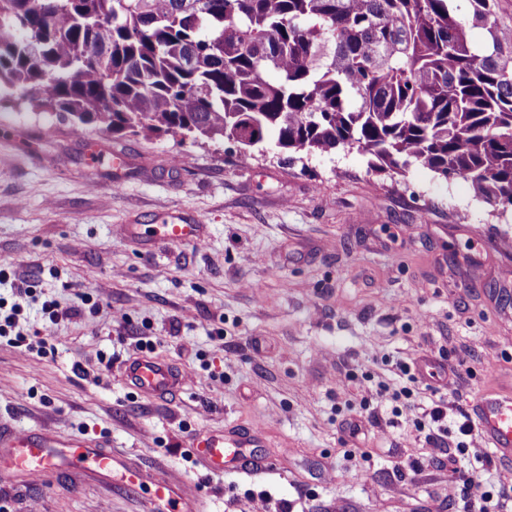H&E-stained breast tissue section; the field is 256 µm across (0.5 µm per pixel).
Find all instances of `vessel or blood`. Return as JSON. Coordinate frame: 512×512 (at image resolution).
I'll use <instances>...</instances> for the list:
<instances>
[{"label": "vessel or blood", "instance_id": "1", "mask_svg": "<svg viewBox=\"0 0 512 512\" xmlns=\"http://www.w3.org/2000/svg\"><path fill=\"white\" fill-rule=\"evenodd\" d=\"M202 231V225L173 221L157 225L152 235L170 243H187L199 239ZM123 377L131 387L151 397L168 394L182 384L180 376L170 365L147 355L128 361ZM476 407L479 412L478 428L484 443L512 459V394L480 396ZM50 442V437L45 435L0 431V479H10L19 474L34 481L46 477L56 465ZM256 443L253 436L229 439L221 434H211L200 441L199 446L206 467L211 472L220 473L227 465L238 467L244 464L247 449L255 447ZM69 455L73 463L96 474L110 471L114 462L111 453L83 440L70 442ZM128 481L132 484L153 483L156 497L160 500L177 494L169 482L152 477L149 471L136 466L129 468Z\"/></svg>", "mask_w": 512, "mask_h": 512}]
</instances>
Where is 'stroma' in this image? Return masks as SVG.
I'll return each mask as SVG.
<instances>
[{"instance_id": "stroma-1", "label": "stroma", "mask_w": 512, "mask_h": 512, "mask_svg": "<svg viewBox=\"0 0 512 512\" xmlns=\"http://www.w3.org/2000/svg\"><path fill=\"white\" fill-rule=\"evenodd\" d=\"M94 151L107 160L93 172ZM173 216L202 220L203 238L125 235ZM0 267L38 296L27 345L0 338V426L111 449L206 512H246L260 491L268 512H455L461 486L415 423L442 395L455 447L459 415L512 390V208L419 166L377 172L355 150L290 160L268 140L247 161L226 140L0 110ZM45 299L78 313L50 325ZM138 336L186 372L176 396L125 384ZM434 365L456 367L455 384ZM405 386L397 417L389 397ZM225 431L259 434L253 453L276 469L206 470L192 443ZM152 491L61 461L42 482L0 483V512H147Z\"/></svg>"}]
</instances>
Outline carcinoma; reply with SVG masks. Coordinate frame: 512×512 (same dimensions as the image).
Segmentation results:
<instances>
[{"mask_svg": "<svg viewBox=\"0 0 512 512\" xmlns=\"http://www.w3.org/2000/svg\"><path fill=\"white\" fill-rule=\"evenodd\" d=\"M463 2L0 0V105L77 130L355 149L512 208V24L499 0Z\"/></svg>", "mask_w": 512, "mask_h": 512, "instance_id": "cac0c4a2", "label": "carcinoma"}]
</instances>
